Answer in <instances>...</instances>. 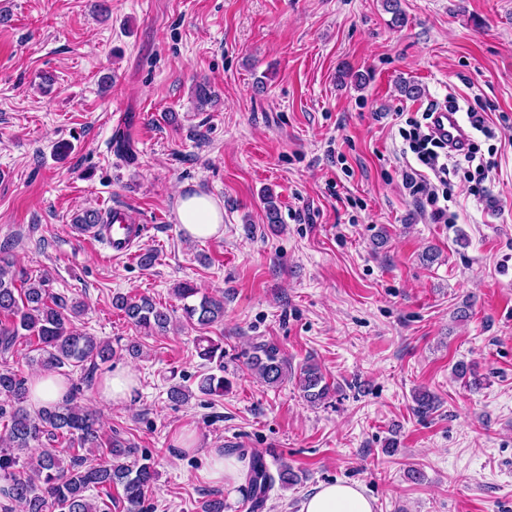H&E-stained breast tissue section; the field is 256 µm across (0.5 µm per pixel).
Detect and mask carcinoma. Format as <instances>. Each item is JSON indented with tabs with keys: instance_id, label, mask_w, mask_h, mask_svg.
Masks as SVG:
<instances>
[{
	"instance_id": "cac0c4a2",
	"label": "carcinoma",
	"mask_w": 512,
	"mask_h": 512,
	"mask_svg": "<svg viewBox=\"0 0 512 512\" xmlns=\"http://www.w3.org/2000/svg\"><path fill=\"white\" fill-rule=\"evenodd\" d=\"M267 223H281L279 206L272 193L262 195ZM11 262L0 249V354L13 350L17 341L36 344L39 356L33 358L45 371H57L66 365L90 363L94 366L111 361L115 349L109 341L78 330L73 320L85 312L84 304L68 302L66 297L49 291L48 280L40 279L26 288L15 287L9 274ZM182 302L183 317L189 323L209 327L224 318V299L199 295L193 285L183 282L174 288ZM112 307L123 312L134 326L146 334L164 333L173 323L168 308L160 307L147 297L117 294ZM201 359L217 362L224 371V348L212 339L203 338ZM247 364L267 386H278L288 379L291 368L278 348L259 344L247 356ZM304 398L318 403L330 396L320 367L305 363L298 376ZM229 388L224 376L208 373L198 381L200 393L223 396ZM0 480L8 484L4 491L8 502L0 503V512H12V504L25 512H99L87 492L95 489L111 495L112 485L122 486L126 512H145L146 491L156 478L154 462L147 455L119 437L102 440L97 412L71 405V399L36 412L30 411L27 378L18 371L0 368ZM414 411L426 416L436 409L435 396L429 392L414 395ZM64 439L67 448L55 443ZM107 446L109 458L94 459L75 451ZM300 482L291 466L284 464L272 475L261 458L252 462L248 474L251 499L256 507L264 506L268 492L278 483L283 487Z\"/></svg>"
}]
</instances>
